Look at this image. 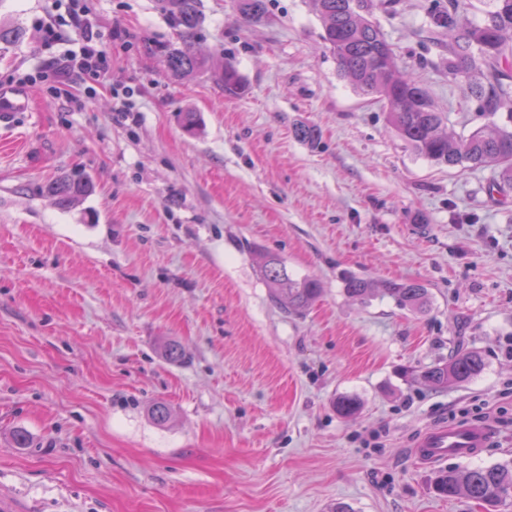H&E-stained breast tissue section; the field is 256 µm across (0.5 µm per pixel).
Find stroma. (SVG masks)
Returning a JSON list of instances; mask_svg holds the SVG:
<instances>
[{
	"mask_svg": "<svg viewBox=\"0 0 512 512\" xmlns=\"http://www.w3.org/2000/svg\"><path fill=\"white\" fill-rule=\"evenodd\" d=\"M110 56L109 85L74 107L14 77L78 48L69 0H0L24 38L0 48V501L13 512H480L432 487L436 471L512 462V188L438 166L406 145L382 104L340 77L311 0H202L200 49L234 58L248 90L214 72L168 76L174 38L156 0H84ZM428 0L375 7L402 69L455 133L481 125L428 41ZM55 19L59 41L40 28ZM130 107L121 117L118 104ZM200 118L184 130L183 113ZM317 126V146L295 123ZM79 170L70 209L44 193ZM316 278L288 314L255 256ZM417 280L427 312L347 298L340 277ZM182 349L172 361L162 345ZM477 349L484 371L448 389L409 367ZM357 396L345 418L336 399ZM165 402L168 425L148 406ZM491 422L489 448L422 466L409 445L434 421ZM27 447H15L14 431Z\"/></svg>",
	"mask_w": 512,
	"mask_h": 512,
	"instance_id": "1",
	"label": "stroma"
}]
</instances>
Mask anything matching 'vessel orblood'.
Returning a JSON list of instances; mask_svg holds the SVG:
<instances>
[{"label":"vessel or blood","mask_w":512,"mask_h":512,"mask_svg":"<svg viewBox=\"0 0 512 512\" xmlns=\"http://www.w3.org/2000/svg\"><path fill=\"white\" fill-rule=\"evenodd\" d=\"M494 429L488 423L439 421L422 430L411 444V454L422 465L450 458L471 459L491 442Z\"/></svg>","instance_id":"vessel-or-blood-1"}]
</instances>
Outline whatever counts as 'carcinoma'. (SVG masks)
Instances as JSON below:
<instances>
[{
    "label": "carcinoma",
    "mask_w": 512,
    "mask_h": 512,
    "mask_svg": "<svg viewBox=\"0 0 512 512\" xmlns=\"http://www.w3.org/2000/svg\"><path fill=\"white\" fill-rule=\"evenodd\" d=\"M173 31L175 40L156 47L170 76L189 80L210 67V57L198 52L203 11L201 0H156ZM480 23L463 14L461 0H429L427 17L431 32L443 48L441 64L448 77L463 91L464 101L475 103L474 112L489 119L467 135L443 130L445 116L436 108L428 90L413 76L401 71L391 43L372 21L371 0H313L323 28V44L336 60L339 75L351 87L383 103L387 122L397 136L417 154L437 165L489 167L497 173L496 186L512 185V130L491 122L501 110L512 121V0H491ZM239 14L252 23L267 16V0H237ZM23 31L0 22V44L21 40ZM219 81L228 96H241L247 85L227 58L219 72ZM294 137L307 145L319 142L314 125L298 122ZM94 191V184L81 173H71L50 182L45 193L56 204L67 208ZM260 274L271 301L290 312L309 308L321 288L312 277H293L285 261L263 251ZM346 296L366 301L390 297L401 307L425 312L430 303L428 288L416 280L371 281L356 274L342 278ZM485 361L477 350L460 351L445 361L409 371L412 381L434 388L462 385L482 373ZM360 401L343 395L336 400L337 412L350 417L359 412ZM154 423L163 426L170 411L162 401L148 408ZM434 490L450 498L464 495L486 507V512L512 499V464H493L464 471L448 470L433 479Z\"/></svg>",
    "instance_id": "1"
}]
</instances>
